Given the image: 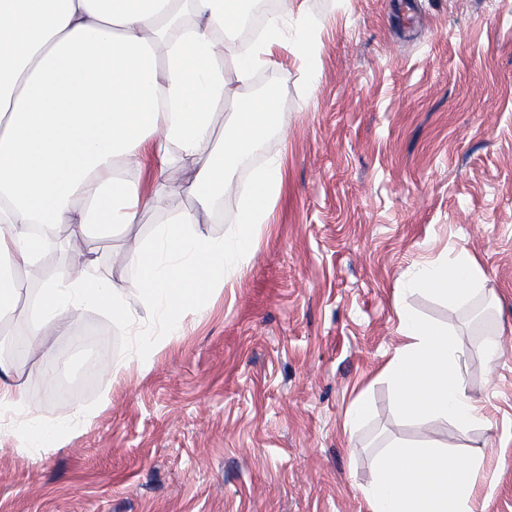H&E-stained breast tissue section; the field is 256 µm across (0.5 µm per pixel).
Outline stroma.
<instances>
[{
  "instance_id": "obj_1",
  "label": "stroma",
  "mask_w": 512,
  "mask_h": 512,
  "mask_svg": "<svg viewBox=\"0 0 512 512\" xmlns=\"http://www.w3.org/2000/svg\"><path fill=\"white\" fill-rule=\"evenodd\" d=\"M411 2L305 0L319 76L308 82L293 50L257 71L245 95L274 90L278 112L205 218L210 235L229 232L255 172L281 159L285 190L248 269L186 309L183 332L145 363L128 359L130 327L98 307L77 312L73 332L95 330L109 347L67 354L64 379L86 385L67 401L46 390L39 356L17 361L27 410L83 416L44 450L0 428V512H367L396 438L482 457L478 512H512V0ZM189 176L170 170L174 191L110 237L60 227L18 313L89 248L103 275L129 279L117 255L194 207L180 189ZM463 253L486 274L481 336L471 306L401 289L415 266ZM401 305L458 332L483 425L398 412L381 370ZM485 338L500 347L491 365ZM360 396L368 412L345 433Z\"/></svg>"
}]
</instances>
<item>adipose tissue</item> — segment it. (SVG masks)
I'll list each match as a JSON object with an SVG mask.
<instances>
[{"instance_id": "adipose-tissue-1", "label": "adipose tissue", "mask_w": 512, "mask_h": 512, "mask_svg": "<svg viewBox=\"0 0 512 512\" xmlns=\"http://www.w3.org/2000/svg\"><path fill=\"white\" fill-rule=\"evenodd\" d=\"M244 0H0V319L14 315L23 273L50 249L67 224L106 235L135 223L166 191L164 173L189 162L186 191L194 209L158 225L131 254L134 276L104 278L94 257L49 278L31 314L17 317L21 356L53 364L45 330L70 333V315L98 306L133 324L139 313L160 332H140L135 350L149 360L160 336L183 330L186 308L202 306L211 288L248 264L257 229L284 190L279 159L259 169L235 229L218 238L201 227L229 173L265 142L274 100L242 95L254 73L273 65L277 49L309 47L304 19L275 12L259 39L239 53L230 34ZM233 80H226L225 66ZM236 109L222 136L214 120L226 101ZM135 168L126 178L119 167ZM477 260L419 265L416 284L465 303L484 282ZM400 344L383 368L400 410L459 428L480 424L468 396L464 351L456 333L397 311ZM69 411L47 423L26 414L29 448H43L72 423ZM480 458L450 454L446 445L394 443L365 493L368 512H473Z\"/></svg>"}]
</instances>
